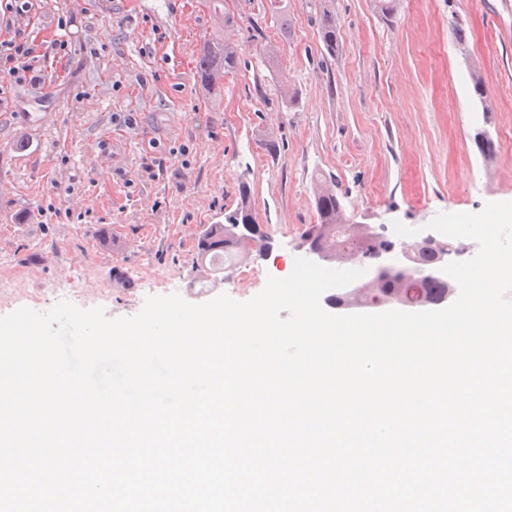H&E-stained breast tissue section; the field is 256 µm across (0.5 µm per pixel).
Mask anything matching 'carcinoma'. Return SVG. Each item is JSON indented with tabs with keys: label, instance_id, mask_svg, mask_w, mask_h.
<instances>
[{
	"label": "carcinoma",
	"instance_id": "carcinoma-1",
	"mask_svg": "<svg viewBox=\"0 0 512 512\" xmlns=\"http://www.w3.org/2000/svg\"><path fill=\"white\" fill-rule=\"evenodd\" d=\"M212 2L223 36L205 42L204 52L198 63V78L201 85L216 90L223 87L224 75L237 69L239 65L237 46L232 39V34L239 27V20L235 15L221 9L222 0ZM330 2L331 0H318L314 8L319 16L318 26L324 47L334 54L339 47L340 25ZM469 84L478 96L482 110L486 113L492 111L479 69H471ZM277 101L278 107L285 112L298 102L297 92L285 75L281 76L280 97ZM238 194L237 206L224 213V220L203 225L197 239L195 268L215 283L224 280V269L252 257H262L272 249V238L260 226L251 235L242 236L239 225L256 223L247 180H240ZM313 197L317 224L312 226L306 237L320 247L327 263L340 267L349 264L364 265L368 254L380 246V242L372 239L362 225L352 222L347 216L333 182L325 178L318 179L314 185ZM450 245L449 241L434 244L417 242L406 248L411 262L405 268L377 278L365 274L359 287L346 293L338 292L330 296L329 300L350 310L395 307L404 303L407 285L417 283L422 293V307H434L438 301L450 298L453 293L447 281L429 276V270L437 262L438 256Z\"/></svg>",
	"mask_w": 512,
	"mask_h": 512
}]
</instances>
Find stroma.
Listing matches in <instances>:
<instances>
[{"label":"stroma","instance_id":"1","mask_svg":"<svg viewBox=\"0 0 512 512\" xmlns=\"http://www.w3.org/2000/svg\"><path fill=\"white\" fill-rule=\"evenodd\" d=\"M268 4L224 0L240 18V63L216 91L197 76L210 0L0 11V42L24 31L41 77L0 99V315L44 311L72 291L103 295L111 318L137 314L150 293L249 300L304 256L319 177L335 182L353 221L387 228L512 201V0H401L390 22L373 0H333V56L309 0H286L283 21ZM473 68L491 114L468 89ZM284 74L298 92L288 112L273 104ZM483 129L489 157L474 142ZM243 178L273 249L249 262L256 280L236 266L203 287L196 239L237 205ZM105 226L110 250L98 240Z\"/></svg>","mask_w":512,"mask_h":512}]
</instances>
